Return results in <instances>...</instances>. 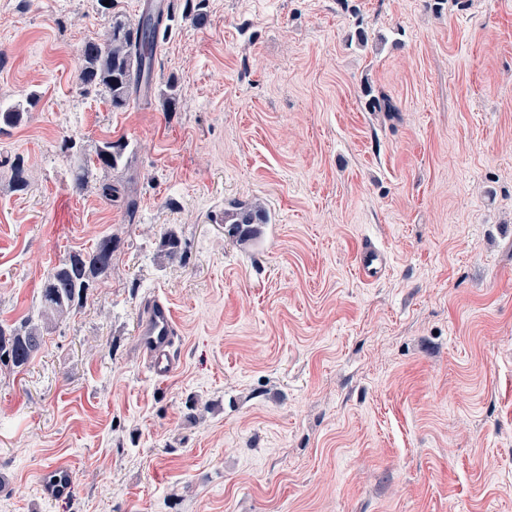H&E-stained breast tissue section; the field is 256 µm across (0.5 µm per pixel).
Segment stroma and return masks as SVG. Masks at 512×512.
<instances>
[{
	"label": "stroma",
	"mask_w": 512,
	"mask_h": 512,
	"mask_svg": "<svg viewBox=\"0 0 512 512\" xmlns=\"http://www.w3.org/2000/svg\"><path fill=\"white\" fill-rule=\"evenodd\" d=\"M163 2L151 102L115 111L80 51L148 0H0V107L26 112L0 130V325L113 240L0 368V512H512V0ZM106 140L122 163L79 188ZM244 201L251 240L221 222ZM155 296L181 337L164 381L136 340ZM112 237L101 236L90 250L71 252L44 278L37 319L28 317L20 328L0 326V364L22 368L41 348L42 330L48 320L63 317L86 297L93 284L112 269ZM7 356V359H3ZM387 264L385 250L372 241L365 242L356 254L355 273L365 282H375L385 273ZM40 497L52 502L67 497L72 490L68 467L64 463H55L48 467L39 479Z\"/></svg>",
	"instance_id": "obj_1"
}]
</instances>
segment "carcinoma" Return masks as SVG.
Listing matches in <instances>:
<instances>
[{"label":"carcinoma","mask_w":512,"mask_h":512,"mask_svg":"<svg viewBox=\"0 0 512 512\" xmlns=\"http://www.w3.org/2000/svg\"><path fill=\"white\" fill-rule=\"evenodd\" d=\"M171 13L162 7L148 11V17L131 22L113 17L105 38L89 41L81 51L79 82L82 88H98L107 93L114 110L148 96L153 82V59L161 40L167 34ZM124 146L105 141L95 156L81 163L75 181L82 188L97 179V173L110 172L122 161ZM29 185L24 160L11 167L9 187L23 192ZM261 214L255 206H237L224 211V223L258 224ZM112 235L101 236L85 251H74L54 266L41 286V308L35 318H27L18 328L0 327V364L22 368L30 363L41 348L42 330L48 320L62 317L75 309L93 284L112 269Z\"/></svg>","instance_id":"cac0c4a2"}]
</instances>
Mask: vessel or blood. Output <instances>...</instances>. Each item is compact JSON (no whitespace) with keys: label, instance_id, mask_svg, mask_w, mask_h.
Returning <instances> with one entry per match:
<instances>
[{"label":"vessel or blood","instance_id":"obj_1","mask_svg":"<svg viewBox=\"0 0 512 512\" xmlns=\"http://www.w3.org/2000/svg\"><path fill=\"white\" fill-rule=\"evenodd\" d=\"M388 264L384 249L374 242H366L355 258V273L363 281L374 282L382 277ZM179 328L170 304L160 298L148 300L142 309L137 340L139 350L149 373L154 379L164 380L179 368L181 355L178 347ZM43 501L52 502L67 497L72 490L69 470L65 464L48 467L39 479Z\"/></svg>","mask_w":512,"mask_h":512}]
</instances>
